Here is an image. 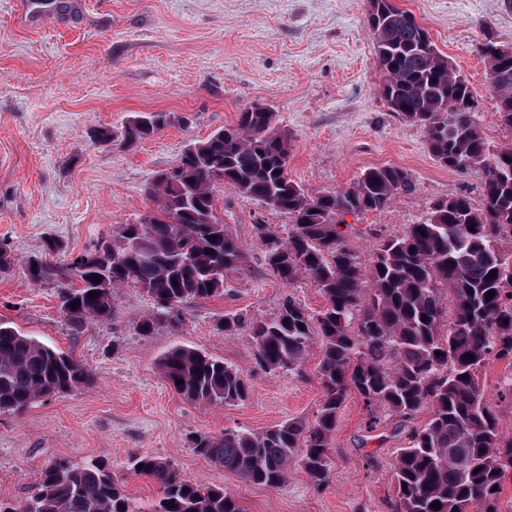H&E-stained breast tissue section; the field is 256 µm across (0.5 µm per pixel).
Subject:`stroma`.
<instances>
[{
    "instance_id": "stroma-1",
    "label": "stroma",
    "mask_w": 512,
    "mask_h": 512,
    "mask_svg": "<svg viewBox=\"0 0 512 512\" xmlns=\"http://www.w3.org/2000/svg\"><path fill=\"white\" fill-rule=\"evenodd\" d=\"M15 0H0V242L20 264L0 275V320L72 354L92 373L91 387L0 412V501L25 503L55 460H100L141 507L159 487L131 474L128 458L171 460L193 482L234 494L245 512H394L396 452L406 431L389 409L368 431L359 395L344 403L332 440L329 485L315 490L303 469L271 489L253 485L196 455L191 438L227 429L263 431L288 418L314 420L321 388L319 347L293 372L258 367L247 333L227 336L224 316L267 320L292 298L308 311L325 301L312 279L281 283L266 266L259 224L283 234L288 219L216 185L218 215L245 246L246 262L226 272L222 298L184 304L180 330L152 335L139 325L153 308L135 288L114 293L108 322L74 334L56 292L31 285L21 263L59 240L66 257L94 249L151 207L146 187L189 143L236 124L255 105L274 114L292 140L288 175L313 192L353 184L365 169L395 165L412 190L380 211L346 216L354 247L370 253L380 235L419 221L451 195L481 202L476 175L437 165L423 131L390 112L367 25L368 0H35L50 13L26 25ZM428 29L470 83L475 121L491 144L512 141L499 122L480 47L512 46V0H396ZM170 112L175 121L136 146L123 130L137 112ZM112 132L109 146L95 133ZM238 366L251 390L234 406L203 407L174 394L158 371L175 346Z\"/></svg>"
}]
</instances>
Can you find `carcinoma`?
Listing matches in <instances>:
<instances>
[{
	"mask_svg": "<svg viewBox=\"0 0 512 512\" xmlns=\"http://www.w3.org/2000/svg\"><path fill=\"white\" fill-rule=\"evenodd\" d=\"M369 5L388 108L424 131L441 166L480 179V207L463 194L435 200L421 221L381 237L366 257L348 243L342 216L387 208L411 189L410 175L373 167L343 191L310 193L288 176L291 139L273 128V113L255 106L240 113L236 126L189 145L173 168L155 176L147 191L156 204L150 223L123 224L110 242L68 261L33 257L24 275L33 286L61 289L59 308L76 334L112 319L114 292L125 287L154 304L141 335L161 326L178 330L183 304L224 295V274L246 261L216 212L213 189L220 182L288 218L285 238L267 224L254 225L267 247L265 263L289 287L304 275L312 279L326 305L311 314L289 298L271 319L228 316L217 330L248 332L258 366L270 373L296 370L319 344L322 399L312 424L288 419L261 432L198 434L196 453L269 488L285 484L298 466L320 488L333 466L338 413L356 391L371 431L380 424L378 407L403 422L429 410L425 425L397 451L395 512H502L512 434L480 372L491 357L512 366V249H503L512 244V144L485 140L466 79L410 11L393 0ZM481 53L500 123L512 131V54L491 39ZM173 121L169 112L139 113L125 127V144L133 147ZM94 275L101 280L92 281ZM91 291L97 296L89 297ZM158 369L195 405H233L250 392L237 366L194 348L169 349ZM92 383L85 365L0 321V412L21 413ZM129 464L133 474L159 485L145 511L104 463L57 460L27 503L0 502V512H243L230 492L182 478L168 459L134 454ZM435 501L440 508L431 507Z\"/></svg>",
	"mask_w": 512,
	"mask_h": 512,
	"instance_id": "obj_1",
	"label": "carcinoma"
}]
</instances>
